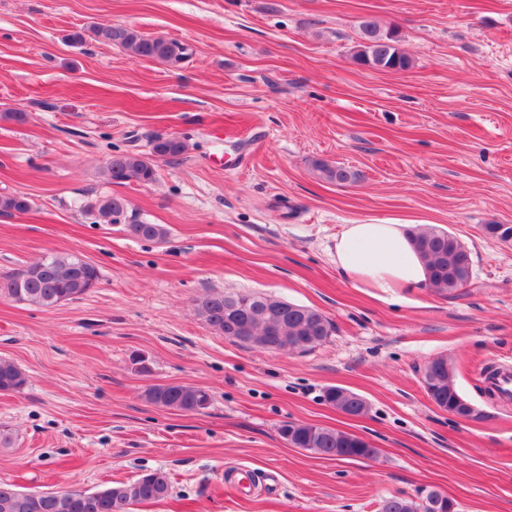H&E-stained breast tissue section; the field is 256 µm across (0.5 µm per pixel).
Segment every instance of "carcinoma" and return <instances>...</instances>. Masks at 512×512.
Returning <instances> with one entry per match:
<instances>
[{"mask_svg": "<svg viewBox=\"0 0 512 512\" xmlns=\"http://www.w3.org/2000/svg\"><path fill=\"white\" fill-rule=\"evenodd\" d=\"M94 38L122 49L135 60H157L171 66L188 55L185 44L176 39L164 40L148 36L127 25L102 24L91 29ZM400 34L395 27L383 28L370 17L359 20L354 55L358 64L381 70L399 71L410 66V58L399 48ZM179 137H157L148 155L119 152L110 155L103 173L112 184L135 181L148 184L156 179V163L174 160L185 152ZM320 177L331 183L353 181L355 174L341 166L322 160L313 161ZM30 200L23 194L1 195L0 215L23 213ZM87 212L106 224H121L125 232L136 239L162 242L168 229L162 224H146L121 195H108L87 207ZM414 243L429 270V287L448 294L467 287L472 275V256L453 234L436 229L418 230ZM101 280L99 268L82 260L75 253L56 252L26 268L0 278V296L26 302L42 308H52L73 301L90 292ZM197 314L215 332L241 341L240 332L248 330L247 344L268 349V344L285 336L288 340L307 342L304 349L321 345L333 329L331 321L319 310L288 302L275 296L262 297L255 292L224 294L213 291L195 299ZM424 371L435 380L434 402L450 413L462 399L448 362L434 357ZM28 383L25 372L14 362L0 358V393L19 392ZM144 398L151 404L182 412H198L209 406L208 392L187 385H150ZM324 402L334 409L362 415L368 404L356 393L338 397L336 388L323 394ZM281 437L295 448L338 460L365 458L373 451L363 438L345 431L319 425L288 422L279 428ZM170 481L166 473L153 471L136 479L103 490L93 507L76 497L72 491H22L10 483H0V512H113L112 504L120 500L131 506L156 503L168 497ZM379 512H429L424 504L400 495L382 500Z\"/></svg>", "mask_w": 512, "mask_h": 512, "instance_id": "cac0c4a2", "label": "carcinoma"}]
</instances>
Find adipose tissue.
<instances>
[{
    "mask_svg": "<svg viewBox=\"0 0 512 512\" xmlns=\"http://www.w3.org/2000/svg\"><path fill=\"white\" fill-rule=\"evenodd\" d=\"M410 224H347L332 251L336 270L356 288L385 299L403 288L428 285V268L414 246Z\"/></svg>",
    "mask_w": 512,
    "mask_h": 512,
    "instance_id": "1",
    "label": "adipose tissue"
}]
</instances>
